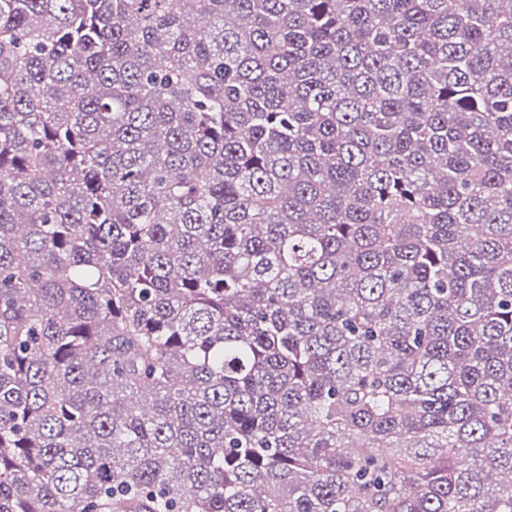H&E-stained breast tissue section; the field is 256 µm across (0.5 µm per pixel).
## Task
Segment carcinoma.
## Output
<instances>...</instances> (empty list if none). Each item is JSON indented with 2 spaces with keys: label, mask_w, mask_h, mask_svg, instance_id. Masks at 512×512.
Returning <instances> with one entry per match:
<instances>
[{
  "label": "carcinoma",
  "mask_w": 512,
  "mask_h": 512,
  "mask_svg": "<svg viewBox=\"0 0 512 512\" xmlns=\"http://www.w3.org/2000/svg\"><path fill=\"white\" fill-rule=\"evenodd\" d=\"M512 0H0V512H512Z\"/></svg>",
  "instance_id": "cac0c4a2"
}]
</instances>
